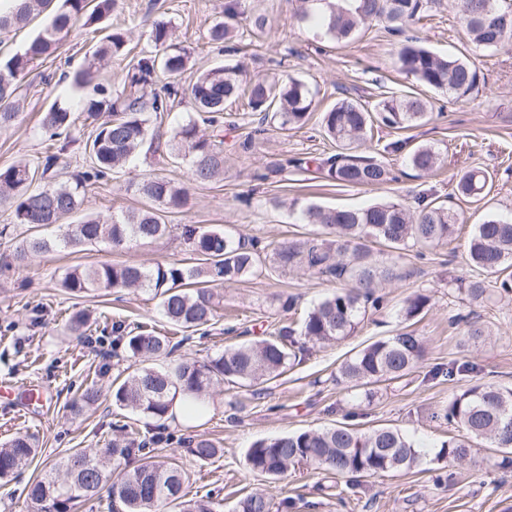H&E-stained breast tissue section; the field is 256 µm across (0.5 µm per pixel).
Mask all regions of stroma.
I'll list each match as a JSON object with an SVG mask.
<instances>
[{
  "label": "stroma",
  "mask_w": 512,
  "mask_h": 512,
  "mask_svg": "<svg viewBox=\"0 0 512 512\" xmlns=\"http://www.w3.org/2000/svg\"><path fill=\"white\" fill-rule=\"evenodd\" d=\"M246 13L267 14L271 31L253 40L238 54L213 51L206 36L222 19L224 0H116L105 27L127 33L132 51L147 47L152 23L165 22L177 43L192 53L184 81L197 69L217 64H240L244 79L267 81L295 77L315 93V115L300 130L288 135L270 133L252 153L241 155L236 143L247 132L251 112H237L235 126L224 130L226 170L223 180L206 186L189 185L186 208L171 214L170 224L229 227L245 237L269 241L298 238L308 225L299 221L298 204L318 203L336 208H360L383 199L414 203L430 193L459 214L453 238L424 254L405 252L399 260L405 278L386 286L387 306L370 315L363 328L335 344H306L294 366L263 384L260 394L239 393L237 408L228 398L215 396L205 417L167 425L168 441L156 447L161 455L177 457L188 475L187 498L211 497L215 512H233L237 500L254 489L266 490L274 503H289L288 512H506L512 506V469L498 466L495 448L482 445L460 463L438 456L440 446L455 433L441 417L454 392L480 382L512 386V299L501 298L496 278L480 275L469 266L467 245L475 224L487 216H512V41L495 50L475 48L456 0H432L417 33L424 45L440 55H463L485 77L486 85L466 100L440 95L439 116L423 126L398 133L380 129L375 151L395 138L439 148L442 164L433 174L419 178L401 158L387 155L397 179L373 188H352L336 182L289 171L287 180L252 193L251 173L279 155L308 157L331 151L324 140L318 115L337 99L358 98L375 104L384 93L401 92L407 81L397 73L396 40L376 23L357 39L339 45L320 25L297 18L298 0H241ZM101 36L75 26L61 42L57 57L35 63L22 91L19 118L0 129V168L18 163H40L47 147L41 116L54 101L78 105L91 92L75 85L76 70L86 66ZM479 166L493 175L484 203L458 199L457 179L469 167ZM176 175L187 179L186 168H171L167 160L137 153L121 173L97 185L87 197V211L105 217L140 206L128 191L129 180L146 174ZM252 193L251 204L240 195ZM286 200L282 209L269 206L271 197ZM10 235L0 241V382L18 380L45 394L43 405H25L19 395L0 396V444L16 432L33 433L41 452L31 466L10 482L0 484V512H33L27 492L31 481L51 472L62 456L74 448L107 447L122 424L142 431L154 420L113 403L112 381L126 365L125 341L113 333V323L125 331L143 326L175 343L176 357L198 360L221 353L225 347L273 332L276 323H289L283 301L296 296L299 311L333 293L335 282L301 272L251 276L230 288L219 289L220 319L208 335L184 338L161 315L152 291L130 289L118 293L95 292L74 296L60 288L66 270L86 263H135L152 266L158 261L188 258L190 252L178 233L156 241H140L121 250L99 246L32 255L22 263L13 259L16 245L32 235V228L12 222L8 207H0V225ZM453 277L483 279L489 297L480 303L461 299L449 288ZM423 292L429 306L413 329L425 346V357L410 376L375 386L372 400L362 390L330 380L340 362L374 340L395 335L403 325L397 316L406 300ZM81 310L92 313L82 339L63 331L69 317ZM480 318L494 336L489 341H468L464 331L448 324L450 315ZM473 364L472 372L455 379L433 377L435 368L449 362ZM97 386L103 398L83 413H70L68 405L86 387ZM342 422L362 431L392 426L406 433L418 451V462L406 472H391L356 481L319 470L298 467L272 480L252 471L246 453L257 440ZM202 435L216 442L221 452L202 462L186 444Z\"/></svg>",
  "instance_id": "35a3bbf8"
}]
</instances>
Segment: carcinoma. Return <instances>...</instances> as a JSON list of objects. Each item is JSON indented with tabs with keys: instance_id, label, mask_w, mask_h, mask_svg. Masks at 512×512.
<instances>
[{
	"instance_id": "cac0c4a2",
	"label": "carcinoma",
	"mask_w": 512,
	"mask_h": 512,
	"mask_svg": "<svg viewBox=\"0 0 512 512\" xmlns=\"http://www.w3.org/2000/svg\"><path fill=\"white\" fill-rule=\"evenodd\" d=\"M241 0H224V20L208 31L210 43L235 50ZM432 0H302L299 20L317 21L336 42L355 39L374 22L385 23L398 42L396 65L426 91H442L462 100L484 86L481 72L461 57L442 56L429 50L413 26L424 17ZM115 0H14L10 10L0 11V31L24 26L32 17L45 14L47 23L21 53L0 60V128L18 115L24 78L40 60L51 57L74 24L97 26L112 13ZM460 11L472 42L479 48L496 49L512 39V0H460ZM126 46L121 32H111L101 41L94 58L120 56ZM191 51L172 42L170 27L152 25L148 48L131 64L120 88L113 91L96 85L85 105L84 125L89 132L84 144L88 166L64 182H43L59 159L47 154L37 166L0 168V204L8 205L14 223L57 228L53 237L33 235L16 247L15 259L59 247L82 249L100 244L123 248L139 240H156L169 232L167 214L185 207L188 190L165 176H146L128 182V190L144 200L143 206L103 218L86 213L76 224L62 220L84 205L88 189L121 172L136 152L148 147L152 154L185 161L189 181L205 185L224 174V126H236L228 106L247 98L255 119L252 130L238 141L242 154L251 153L272 131L287 134L303 128L309 120L315 93L294 77L280 85L243 79L239 65L221 64L198 73L192 84L181 83ZM189 98L198 119L174 126L164 135L152 123L171 111L175 102ZM435 109L433 99L410 90L383 97L370 107L359 99L336 101L320 116L324 135L336 144V152L314 158L272 159L254 179L268 181L292 167L321 174L347 187H369L393 180L391 169L369 154L374 129L405 130L424 123ZM42 128L56 137L70 138L76 117L69 107L53 103L42 117ZM384 152L404 155L417 176L430 175L440 164V153L431 144L410 145L396 140ZM490 174L473 167L456 183L464 201L484 199ZM303 223L313 232L302 239L269 242L259 237L237 238L228 228L198 224L181 225L193 265L182 260L139 264H85L66 271L61 287L72 295L95 291L149 289L159 298L167 322L182 332H197L212 324L219 309L214 289L230 287L246 276L269 271L302 270L335 279L345 287L319 300L307 313L300 329L282 326L271 339L230 346L206 361L174 359L176 345L169 337L149 329L127 337L125 349L129 374L112 390V400L121 408L155 420L161 429L174 399L181 395L190 420L203 417L213 388L251 390L282 375L297 356L295 335L316 343H338L364 326L370 308L383 307V284L404 278L397 259L413 248H433L454 233L459 215L428 194L417 197L416 206L399 199L377 202L357 209H338L308 203L301 209ZM383 247L373 252L368 243ZM473 268L499 274L501 293L512 294V219L491 218L476 225L468 246ZM471 302L486 297L484 281L455 278L450 281ZM430 298L416 293L406 301L401 317L410 321L427 307ZM424 356L423 342L412 331L381 338L345 358L334 381L348 388L365 389L410 375ZM163 360L166 366L156 362ZM101 392L86 388L68 408L78 414L94 404ZM448 424L458 434L441 444L438 456L461 462L472 447L488 442L503 452L512 450V388L486 384L470 385L452 394L444 408ZM162 437L115 438L112 445L94 453L70 451L56 472L33 481L28 496L36 512H75L78 504L100 498L107 490L108 509L122 512H160L174 503L180 512H212L211 502L184 499L185 470L172 458L154 455L153 445ZM190 453L199 461L217 456L221 449L203 436L189 441ZM38 453L36 440L19 433L0 446V483L9 482L29 466ZM418 460L413 441L393 427L362 432L336 425L319 430L285 434L252 444L247 453L250 468L269 477L307 465L337 476L363 478L407 471ZM273 499L252 491L240 498L234 512H274Z\"/></svg>"
}]
</instances>
